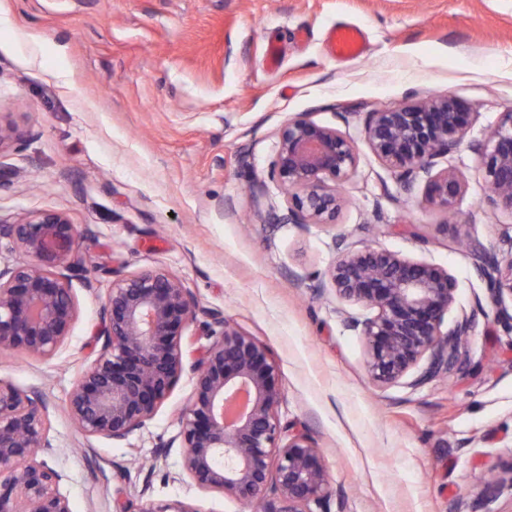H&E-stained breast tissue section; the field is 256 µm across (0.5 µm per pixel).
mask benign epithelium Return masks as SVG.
Instances as JSON below:
<instances>
[{
  "mask_svg": "<svg viewBox=\"0 0 512 512\" xmlns=\"http://www.w3.org/2000/svg\"><path fill=\"white\" fill-rule=\"evenodd\" d=\"M471 113L458 100L437 97L384 112H371L364 134L389 169L410 182L424 175L428 199L444 211L463 192L451 168L437 159L456 150ZM484 180L496 208L512 212V112L499 120L479 148ZM351 141L304 113L280 129L268 178L287 194L289 224L334 225L345 199L338 191L357 167ZM82 231L60 211L0 224V255L23 261L0 267V351L48 358L70 334L78 315L72 277L87 256ZM507 252L477 251V270L491 285L494 319L512 331V235ZM336 295L374 311L347 326L363 336L370 381L390 386L427 365L411 381L420 386L462 364L459 344L474 318L443 329L455 302L448 270L385 249L353 250L345 237L328 271ZM215 340L192 363L183 339L196 319L195 299L164 269L112 282L101 310L102 343L77 379L67 410L81 433L123 441L152 420L187 372L193 395L179 417L183 466L193 482L261 512H327L329 484L323 457L308 434L281 426L283 398L268 350L211 315ZM48 407L42 395L0 381V512H72L61 487L65 476L39 453L51 447ZM138 512H198L175 500L150 501Z\"/></svg>",
  "mask_w": 512,
  "mask_h": 512,
  "instance_id": "obj_1",
  "label": "benign epithelium"
}]
</instances>
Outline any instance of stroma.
Listing matches in <instances>:
<instances>
[{
	"instance_id": "obj_1",
	"label": "stroma",
	"mask_w": 512,
	"mask_h": 512,
	"mask_svg": "<svg viewBox=\"0 0 512 512\" xmlns=\"http://www.w3.org/2000/svg\"><path fill=\"white\" fill-rule=\"evenodd\" d=\"M346 23L366 37L350 61L327 41ZM434 96L472 113L464 142L437 161L463 179L461 237L425 179L406 183L364 137L369 113ZM511 110L512 0H0V125L17 134L0 150V221L64 212L84 229L88 258L72 280L78 317L64 345L49 358L0 352V381L45 399L44 457L65 474L72 512L170 500L251 512L183 468L191 375L121 442L84 436L67 413L99 348L109 284L156 267L198 303L189 359L210 344L214 313L267 347L278 418L320 448L330 512H512V484L479 481L512 463V332L491 315L471 253L500 249L512 230V213L486 200L473 149ZM303 112L358 154L332 226L282 223L285 195L268 179L280 129ZM339 236L448 269L457 291L446 324L475 317L462 365L417 388L370 382L364 340L346 326L368 310L328 281Z\"/></svg>"
}]
</instances>
